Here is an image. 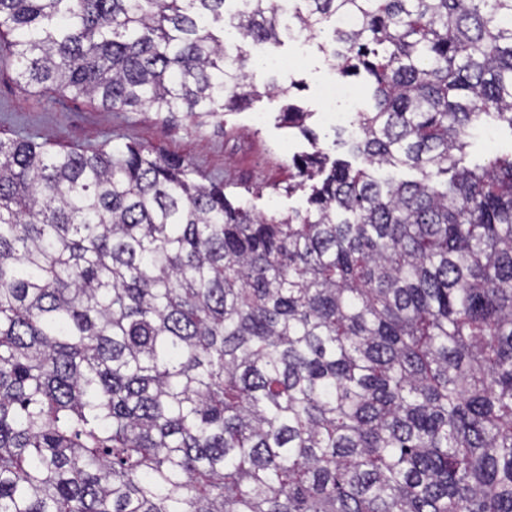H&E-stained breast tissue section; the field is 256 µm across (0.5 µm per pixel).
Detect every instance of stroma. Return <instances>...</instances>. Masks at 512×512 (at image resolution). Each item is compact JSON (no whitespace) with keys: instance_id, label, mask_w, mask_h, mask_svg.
I'll return each instance as SVG.
<instances>
[{"instance_id":"35a3bbf8","label":"stroma","mask_w":512,"mask_h":512,"mask_svg":"<svg viewBox=\"0 0 512 512\" xmlns=\"http://www.w3.org/2000/svg\"><path fill=\"white\" fill-rule=\"evenodd\" d=\"M331 34L327 26L304 45L286 39L276 46L254 47L255 56L281 61L275 71L276 87L248 109L224 112L201 123L164 112H107L86 97L26 86L17 80L13 68H4L0 70V128L76 149L134 142L182 159L199 177L227 182L228 197L256 211L302 210L306 193L297 187L292 158L313 147L298 129L282 122L283 106L292 103L308 112L306 124L318 135V147L329 157L343 158L346 148L334 143L335 119L351 116L368 103L366 97L353 93L330 96L340 78L317 44ZM291 184L296 190L289 195L284 188Z\"/></svg>"}]
</instances>
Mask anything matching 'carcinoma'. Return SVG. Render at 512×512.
Listing matches in <instances>:
<instances>
[{"label":"carcinoma","instance_id":"carcinoma-1","mask_svg":"<svg viewBox=\"0 0 512 512\" xmlns=\"http://www.w3.org/2000/svg\"><path fill=\"white\" fill-rule=\"evenodd\" d=\"M293 2L0 0L17 78L107 111L246 109L248 47L330 20L370 101L286 216L0 137V512H512V153L466 161L512 131V0ZM512 150V135L506 127L485 124L480 127L475 136L470 139L467 148L468 160L484 158L491 152H510Z\"/></svg>","mask_w":512,"mask_h":512}]
</instances>
